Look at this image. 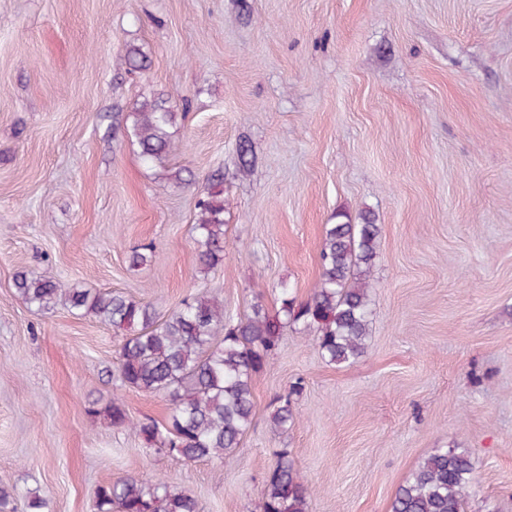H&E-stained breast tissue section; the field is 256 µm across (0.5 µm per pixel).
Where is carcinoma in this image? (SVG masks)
I'll use <instances>...</instances> for the list:
<instances>
[{
    "mask_svg": "<svg viewBox=\"0 0 512 512\" xmlns=\"http://www.w3.org/2000/svg\"><path fill=\"white\" fill-rule=\"evenodd\" d=\"M176 113L161 100H146L128 115L130 132L151 167H165L174 150L169 127ZM193 245L197 273L206 278L224 263V172L206 179L195 205ZM362 222L325 228L321 274L310 297L297 301L280 288V310L268 314L255 303L250 313L224 316V303L207 290L182 300L167 316L123 292L67 286L52 277L20 272L15 290L39 313L61 305L71 314L92 316L128 336L118 353L113 381L164 396L166 422L135 421L116 400L95 401L87 413L114 427H130L150 447L186 461L221 459L240 447L254 417L253 375L276 348L283 329L301 325L315 332L329 364L356 362L366 349L371 317L369 274L377 257L380 228L369 212ZM295 420L290 396L273 402L271 422L285 430ZM474 464L461 448H437L401 486L390 512H465ZM311 490L288 457L261 490L262 512H308ZM95 512H198L197 501L160 480L122 477L98 488Z\"/></svg>",
    "mask_w": 512,
    "mask_h": 512,
    "instance_id": "1",
    "label": "carcinoma"
}]
</instances>
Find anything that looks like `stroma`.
Returning <instances> with one entry per match:
<instances>
[{"mask_svg":"<svg viewBox=\"0 0 512 512\" xmlns=\"http://www.w3.org/2000/svg\"><path fill=\"white\" fill-rule=\"evenodd\" d=\"M157 98L177 114L163 170L127 131ZM219 168L224 263L202 278L195 202ZM364 211L380 226L365 353L328 364L288 326L221 460L91 418L96 399L157 420L169 405L115 389L121 333L35 313L13 285L46 274L163 315L205 288L226 314H273L280 285L311 294L326 225ZM141 247L151 262L131 266ZM300 377L296 421L274 429ZM448 447L475 466L467 512H512V0H0V486L16 506L37 489L51 512H94L99 486L132 476L200 512H261L284 449L309 512H390ZM304 381L298 379L292 386V391L285 397L277 398L271 405L273 411L271 413V422L275 429L285 430L288 426L292 425L295 420V413L293 410L290 396L302 390Z\"/></svg>","mask_w":512,"mask_h":512,"instance_id":"1","label":"stroma"}]
</instances>
